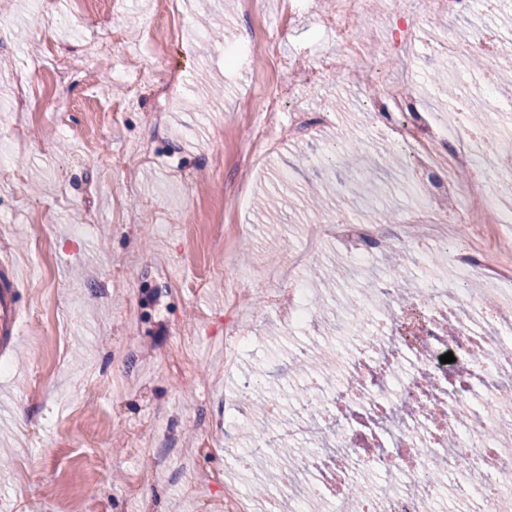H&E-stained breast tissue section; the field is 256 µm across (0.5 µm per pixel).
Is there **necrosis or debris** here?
<instances>
[{"label": "necrosis or debris", "mask_w": 512, "mask_h": 512, "mask_svg": "<svg viewBox=\"0 0 512 512\" xmlns=\"http://www.w3.org/2000/svg\"><path fill=\"white\" fill-rule=\"evenodd\" d=\"M460 128L452 111L438 130L419 120L404 126L403 136L419 168H448L434 188L448 203L431 209L433 223L490 224L483 187L512 186V147L473 134L493 161L480 167L450 142ZM465 193L469 205H458ZM332 232L357 260L391 251L399 239L397 231L373 222L336 224ZM274 305L287 329L316 320L308 289H289ZM350 343L329 406L315 414L320 384L309 379L295 418L281 429L286 439L307 442L328 429L340 449L336 458L315 452L304 459L306 494L318 498L325 512H437L450 493L459 502L457 512H512V455L499 446L502 431L512 429V394L501 387L502 378L512 376V353H504L501 337L481 329L475 304L454 289L435 288L428 299L380 316L373 335L351 337ZM448 353L454 362L442 363ZM483 403L497 408L496 418L480 411ZM436 465L460 469L461 480L451 486L429 477ZM380 473L394 475V482L352 494L359 477Z\"/></svg>", "instance_id": "obj_1"}]
</instances>
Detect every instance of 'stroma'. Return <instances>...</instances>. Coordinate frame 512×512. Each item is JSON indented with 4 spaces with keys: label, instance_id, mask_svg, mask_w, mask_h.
<instances>
[{
    "label": "stroma",
    "instance_id": "stroma-1",
    "mask_svg": "<svg viewBox=\"0 0 512 512\" xmlns=\"http://www.w3.org/2000/svg\"><path fill=\"white\" fill-rule=\"evenodd\" d=\"M170 0H0V256L22 282L13 343L0 349V512H218L217 490L182 467L199 440L227 443L203 468L224 471L244 493L267 483L256 467L239 471L233 454L251 434L276 430L253 412L225 426L224 402L248 380L250 402L295 384L292 359L307 346L321 361L323 385L342 377L348 347L336 318L346 301L370 335L377 313L366 275L390 277L396 254L356 264L336 244L296 270L320 296L328 321L283 331L270 310L263 272L287 270L310 224L393 215L425 221L418 192L439 171L417 169L399 134L412 113L372 109L398 82L430 116L444 115L454 90L472 108L496 112L512 102V80L485 94L482 70L448 57L451 44L485 37L497 56L512 54V0H473L450 18L423 16L410 42L399 16L372 7L355 32L357 51L321 22L336 0H310L292 27L278 29L285 0H177L178 37L162 21ZM278 29L282 57L317 68L311 84L276 112L242 110L287 80L262 52L229 70L225 48ZM87 64L59 79L45 40ZM111 71L92 69L98 51ZM139 82L129 95L116 72ZM168 69L181 81L166 107L167 142L151 140L155 83ZM322 115L311 135L260 151L259 173L245 178L241 149L253 122L287 126L292 112ZM152 143L147 164L140 148ZM362 146L377 164L355 168ZM122 155L120 168L107 164ZM249 185L242 200L231 190ZM81 240H74L75 231ZM454 244L413 236L401 250L429 286L466 288ZM200 279L183 296L177 282ZM250 336L235 378L224 377V336Z\"/></svg>",
    "mask_w": 512,
    "mask_h": 512
}]
</instances>
